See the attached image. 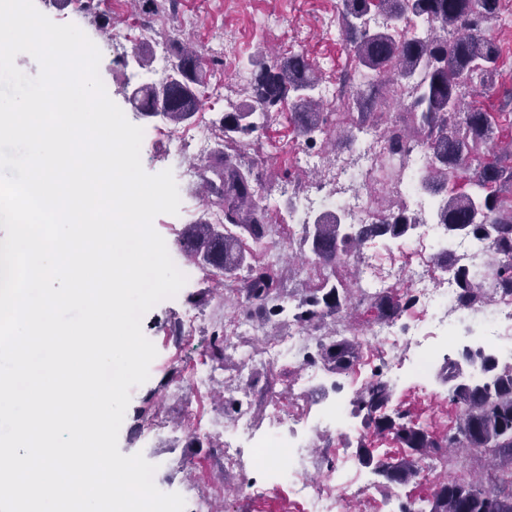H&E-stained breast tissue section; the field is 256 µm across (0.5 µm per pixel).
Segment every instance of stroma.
<instances>
[{"instance_id": "35a3bbf8", "label": "stroma", "mask_w": 512, "mask_h": 512, "mask_svg": "<svg viewBox=\"0 0 512 512\" xmlns=\"http://www.w3.org/2000/svg\"><path fill=\"white\" fill-rule=\"evenodd\" d=\"M223 7L203 4L202 0H180L176 14L160 13L156 20L162 28L192 37L201 50H208L217 42H224L227 52L224 61V86L212 93L209 106L197 113L192 125L213 126L230 110L231 106L248 101V84L253 69L249 59L270 60L279 55L303 53L317 66L323 76L322 91L333 90L338 78L352 69V61L341 35L339 0H223ZM39 12L58 24L77 25L100 49V77L109 97L122 109L127 119L142 127L141 163L144 170L156 174L171 170L180 194L178 214H161L154 221L155 230L164 238L168 252L178 269L188 268V263L176 245V239L184 225L205 217L208 207L201 196L199 181L186 180L183 170L192 166L194 154L176 152L174 147L159 140L158 134L165 123L158 118H147L137 112L131 100L133 90L153 84L154 71L163 59L171 58L172 46L157 44L153 47L151 66H142L136 51L144 39L141 26L144 13L122 9L116 13L117 22L111 29H103L102 22L85 14L78 4L57 7L53 0H34ZM125 34L129 48L126 53L112 50L113 33ZM500 51L499 77L490 93L480 100L492 112L512 113V0H500L499 19L492 31ZM304 141L298 135L291 120L290 108L274 115L263 130L249 157L253 162L254 176L260 195L267 197L270 210L272 235L282 241L275 260L265 261L264 246L246 243L245 250L252 262H268L270 268L283 272V286L289 293L298 295L303 289L319 285L322 279L334 276L353 290V315L337 321V336L356 339L357 358L353 366L343 374L323 371L319 384L301 390L293 373L286 366H259L265 343L273 338L295 333L300 352L314 350L315 339L311 332L298 330L290 319L282 317L265 325L263 333L242 331L229 347L226 367L218 369L216 377L207 388L203 411L191 416L190 392L177 388L176 373L197 368L199 373L209 371L211 362L206 355L207 339L211 331L222 325L234 314L231 303L215 298L209 304L194 307L192 299L210 288L203 271L194 270L191 279L175 297L160 301L142 318L144 335L155 345L157 356L150 366L148 380L134 387L129 405L138 407L147 393H155V401L167 421L163 433L143 440L135 439L130 420H123L118 446L121 453L142 454L155 465L154 477L170 488L191 498L208 492L212 495L214 512H255L250 499L238 490L239 476L225 469L223 459L215 453L214 446L224 433L232 431L237 413L223 410L214 401L216 392H223L225 401L248 407L257 433L268 430L265 402L269 395L280 397L287 405L316 408L328 404H340L348 428L328 436L318 435L310 441L302 454L310 474L326 472L331 458L349 459L357 495L339 498L336 512H401L406 503L423 507L431 498L437 476L468 477L477 461L466 450L451 451L447 465H440L436 458H427L423 466L427 476L417 478L406 485H391L375 472L373 466L360 458V441L365 432L364 414L358 411L355 400L364 388L372 369L385 364L394 367L390 383L392 396L384 408L393 414L399 407L410 409L413 420L428 425L438 434L448 432L455 422L456 408L448 400L449 376L457 380L469 379L475 372L462 357L467 349H476L477 342L471 334L476 316H469L457 325L452 342L436 345L435 365L429 380H419L412 372V356L387 344L370 345L365 330L376 320L371 302L358 292L363 277L361 266L353 264L335 270L323 269L314 274L315 256L303 248L305 227L288 221V211L301 207L312 187L327 179L336 160L355 157L359 145L350 143L328 132L318 140L315 148L320 164L314 168H302L293 158ZM374 254L387 267L409 268L421 260L415 233L391 239L379 237L374 241ZM196 309L200 322L192 337L176 335L174 328L180 325L184 312ZM255 359L248 377H241L242 360Z\"/></svg>"}]
</instances>
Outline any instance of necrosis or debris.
Segmentation results:
<instances>
[{"label":"necrosis or debris","instance_id":"4bbe7bcc","mask_svg":"<svg viewBox=\"0 0 512 512\" xmlns=\"http://www.w3.org/2000/svg\"><path fill=\"white\" fill-rule=\"evenodd\" d=\"M360 137L367 146L366 151L358 160L337 162L335 172L326 182V193L307 196L301 210L293 214L294 222L307 223L310 213L319 207L328 194L339 195L347 223L376 224L381 221V214L370 206L363 189L374 178L375 159L385 149L386 141L383 134L370 128L363 129ZM352 168L357 171V179L345 182L344 177ZM361 262L367 274V286L387 288L400 279H409L414 285L417 305L426 311H437V318L428 325L397 318L375 322L366 330L374 343L389 344L403 350L415 348L418 354L416 372L421 376L426 375L431 366L432 339L448 335L453 317L461 311L454 278L437 276L425 263L411 269L379 271L372 267L370 255L366 252L362 253ZM479 342L481 349L490 350L499 364L512 367V295L498 297L489 321L482 325ZM267 408L269 420L276 428L275 433L251 437L254 458L247 468L242 465L236 435L225 436L220 450L225 468L238 471L240 485L255 505L260 506L271 500L278 485L284 482L297 498L310 504L311 512H336L335 473L314 477L297 460L299 450L304 445L299 432L307 422L306 412L284 410L272 398L268 399Z\"/></svg>","mask_w":512,"mask_h":512}]
</instances>
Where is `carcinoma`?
I'll use <instances>...</instances> for the list:
<instances>
[{
    "label": "carcinoma",
    "instance_id": "1",
    "mask_svg": "<svg viewBox=\"0 0 512 512\" xmlns=\"http://www.w3.org/2000/svg\"><path fill=\"white\" fill-rule=\"evenodd\" d=\"M177 0H132L141 11L152 13L175 7ZM385 23L368 25L371 14ZM499 0H341V31L355 67L364 83L350 92L360 121L372 112L381 86L390 77L406 81L404 111L410 123H389L383 133L386 152L380 156V183L401 175L406 149L424 150L426 188L438 192L448 181L460 178L481 189L478 199L457 193L439 207L437 224L448 236H471L486 243L495 263L483 272H471L445 260V270L458 282L457 300L464 309L483 306L488 294L485 279L496 291L512 292V139L504 147L495 137L491 113L478 106L461 108L468 91L493 88L498 75L499 49L491 35L498 20ZM164 40L177 45L171 60V76L164 85L139 88L134 99L145 117L161 116L180 124L208 106L205 92L209 69L197 45L181 42L163 32ZM258 67L249 85V102L234 105L214 123L217 148L214 159L201 164L205 199H217L221 220H201L180 233L184 257L206 276L232 279L246 269L243 287L235 296L257 307L266 320L292 315L305 329L321 328L325 320L349 309V288L323 283L294 298L280 287L282 275L248 262L242 238L265 243L271 232L270 205L253 183L252 164L245 160L247 138L262 129L288 98H293L297 129L306 144L325 132L320 112L322 74L300 53ZM380 224H343L337 216L319 219L306 229L304 242L318 261L331 269L359 256L363 244L377 237H403L417 219L403 212L383 213ZM383 319H392L413 308L411 291L390 289L370 294ZM357 342L324 335L315 356L336 373L347 370ZM209 360L225 366L224 331L210 336ZM463 357L490 374L484 381L451 387L456 405L455 432L438 436L415 423L409 412L394 416L380 413L389 402L387 382L373 381L356 400L365 412L366 426L374 435H390L407 449L391 462H373L368 450L362 461L375 463L389 482L404 485L418 478L424 459L444 456L446 449L462 447L483 462L476 478L468 481L446 477L438 481L428 512H512V369L501 367L482 350H467Z\"/></svg>",
    "mask_w": 512,
    "mask_h": 512
}]
</instances>
